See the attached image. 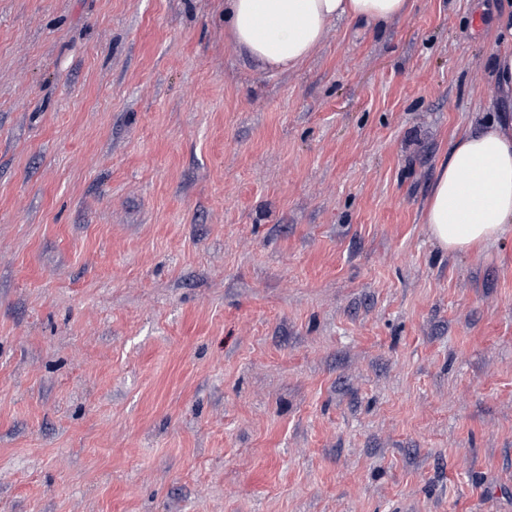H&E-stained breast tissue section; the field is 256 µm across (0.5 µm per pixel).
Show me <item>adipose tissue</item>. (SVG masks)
Returning <instances> with one entry per match:
<instances>
[{"label":"adipose tissue","instance_id":"adipose-tissue-1","mask_svg":"<svg viewBox=\"0 0 512 512\" xmlns=\"http://www.w3.org/2000/svg\"><path fill=\"white\" fill-rule=\"evenodd\" d=\"M412 0H224L234 43L273 70L303 64L337 21L382 23ZM425 221L444 250L466 252L512 224V135L487 126L454 139L433 184Z\"/></svg>","mask_w":512,"mask_h":512}]
</instances>
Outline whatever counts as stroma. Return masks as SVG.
Masks as SVG:
<instances>
[{
    "label": "stroma",
    "instance_id": "obj_1",
    "mask_svg": "<svg viewBox=\"0 0 512 512\" xmlns=\"http://www.w3.org/2000/svg\"><path fill=\"white\" fill-rule=\"evenodd\" d=\"M511 10L272 71L224 0H0V512H512V231L425 222Z\"/></svg>",
    "mask_w": 512,
    "mask_h": 512
}]
</instances>
